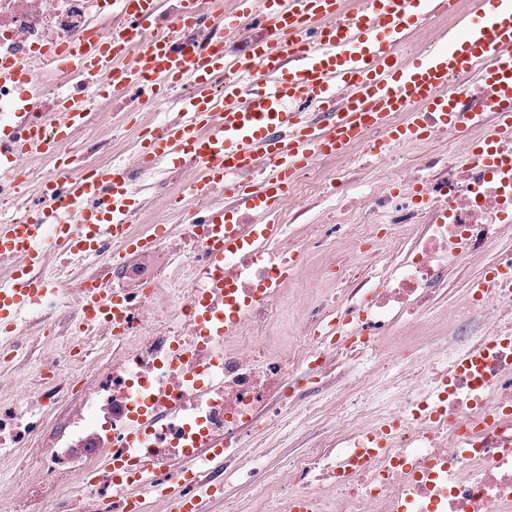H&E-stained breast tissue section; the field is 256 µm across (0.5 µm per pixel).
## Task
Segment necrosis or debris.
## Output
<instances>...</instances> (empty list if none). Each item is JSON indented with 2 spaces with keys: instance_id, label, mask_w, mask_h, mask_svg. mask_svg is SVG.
Here are the masks:
<instances>
[{
  "instance_id": "1",
  "label": "necrosis or debris",
  "mask_w": 512,
  "mask_h": 512,
  "mask_svg": "<svg viewBox=\"0 0 512 512\" xmlns=\"http://www.w3.org/2000/svg\"><path fill=\"white\" fill-rule=\"evenodd\" d=\"M197 22L186 23L184 0H160L151 31L181 51L207 48L215 31L201 19L213 0H195ZM112 0H0V69L18 68L0 83V122L19 112H53L69 89L89 114L121 101L128 112H170L186 93L172 87L155 102L139 92L114 97L66 67L71 52L91 39L132 26ZM263 9L240 19L224 41L238 57L269 37ZM437 155L422 141L382 148L383 134L367 131L346 151L314 158L291 178L276 223H301L296 200L326 207L308 236L258 237L253 215L228 199L242 235L221 272L223 287L200 293V235L164 237L158 250L191 266L180 294L165 276L141 278L139 304L121 333L107 327L81 337V356L44 361L37 401L62 410V423L40 432L17 408H0V461L25 478L24 493L0 487V512H128L127 490L142 477L156 489L181 480L199 490V512H213L208 493L226 474L258 483L262 499L309 497L312 512H512V289L473 296L450 335L416 336L414 353L397 357L379 340L383 331L426 306L451 268L486 262L512 271V148L501 171L489 173L472 150H457L461 128L426 117ZM353 229L344 252L330 259L340 287L304 309L295 345L272 354L268 325L282 311V290L307 255L335 225ZM383 227L385 246L371 249L361 225ZM111 336V350L101 349ZM478 362L462 369L469 353ZM392 377L397 398L371 425L361 386ZM293 412L301 429L317 425L303 448L268 469L250 438L262 425ZM153 423L140 439L128 435L143 413ZM90 472L104 487L71 493ZM224 512H244L225 497Z\"/></svg>"
}]
</instances>
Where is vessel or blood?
<instances>
[{"label":"vessel or blood","instance_id":"b4317fda","mask_svg":"<svg viewBox=\"0 0 512 512\" xmlns=\"http://www.w3.org/2000/svg\"><path fill=\"white\" fill-rule=\"evenodd\" d=\"M339 2L266 0L271 37L230 63L220 43L187 58L177 46L152 38L145 23L157 0H115L116 9L136 15L137 27L90 42L68 66L86 81L103 79L117 93L140 89L150 101L170 85L189 81L176 118L142 138L138 158L151 165L166 157H190L199 176L185 186L184 197L193 200L219 187L227 196H242L262 219L254 227L259 236L272 232L269 219L297 169L318 155L345 150L367 129H384L391 143L423 136V118L430 113L447 126L464 118L483 123L485 113L459 112L447 91L450 75L475 76L493 92L497 133L512 140V0H479L482 26L403 62L394 46L431 13L432 0H364L354 15L342 14ZM230 68L236 79L215 92L216 75ZM342 84L352 85L354 96L336 112L332 105ZM304 98L331 108L329 120L315 124L295 110V102ZM406 111L410 124L390 125L393 113ZM86 120L82 106L66 97L50 128L24 121L10 135H0V186L14 181L22 156L33 150L55 158L58 168L71 165L69 145ZM259 154L274 161L275 174L241 192L230 176ZM47 182L49 204L0 222V255L21 260L11 281L0 284V334L15 332L24 313L54 296L42 274L49 252L109 259L152 250L167 232L162 225L141 236L129 232L126 217L139 200L120 168L100 167L64 180L52 175ZM201 224L203 264L222 268L225 251L237 240L236 227L220 209ZM83 286V327L124 323L133 305L128 293L95 280ZM165 494L173 512H196L197 497L183 484L167 486Z\"/></svg>","mask_w":512,"mask_h":512}]
</instances>
